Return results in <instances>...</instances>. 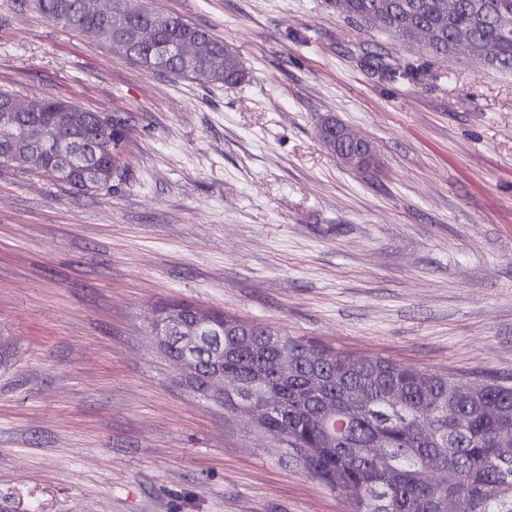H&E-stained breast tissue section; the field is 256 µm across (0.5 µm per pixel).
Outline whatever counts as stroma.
I'll return each instance as SVG.
<instances>
[{
  "label": "stroma",
  "instance_id": "35a3bbf8",
  "mask_svg": "<svg viewBox=\"0 0 512 512\" xmlns=\"http://www.w3.org/2000/svg\"><path fill=\"white\" fill-rule=\"evenodd\" d=\"M145 2L233 47L246 80L148 73L32 0H0V90L130 125L107 191L0 167V512H345L181 381L155 307L468 381L512 375V74L327 0ZM378 46L427 79L380 81L362 61ZM330 116L378 169L323 146Z\"/></svg>",
  "mask_w": 512,
  "mask_h": 512
}]
</instances>
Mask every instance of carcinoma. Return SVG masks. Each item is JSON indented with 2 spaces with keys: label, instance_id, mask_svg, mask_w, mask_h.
Instances as JSON below:
<instances>
[{
  "label": "carcinoma",
  "instance_id": "obj_1",
  "mask_svg": "<svg viewBox=\"0 0 512 512\" xmlns=\"http://www.w3.org/2000/svg\"><path fill=\"white\" fill-rule=\"evenodd\" d=\"M48 20L75 32L92 29L109 49L144 71L161 61L162 74L202 85H237L246 72L239 53L207 29L176 14L147 8L141 0H112L104 13L99 0H34ZM331 8L377 27L398 41L419 44L433 56L475 59L491 70L512 72V0H329ZM194 42L199 56L188 66L162 45ZM368 67L382 80L396 76L417 81L422 71L390 54L367 50ZM15 95L0 91V120L16 129L40 127L51 139L72 132L62 113L82 112L85 160L72 163L57 152L24 150L0 142V164L16 163L77 192L111 186L120 175L129 125L112 119L108 132L96 128L97 113L72 102L44 98L33 112H14ZM319 136L344 164L377 167L372 145L356 141L345 125L328 118ZM228 328L223 335L224 373L245 383L240 401L268 402L272 414L262 429L282 447L283 455L310 479L344 496L346 512H439L451 497L460 512H512V456L498 443L512 441V381L489 378L463 383L448 373L381 357L352 355L219 312ZM282 354L295 364L286 378L268 368ZM235 399V400H237ZM224 398V410L235 412ZM455 403L460 420L448 416ZM426 423L431 431L419 433ZM379 445L382 452L368 449ZM455 471L445 489L427 481L436 468Z\"/></svg>",
  "mask_w": 512,
  "mask_h": 512
}]
</instances>
